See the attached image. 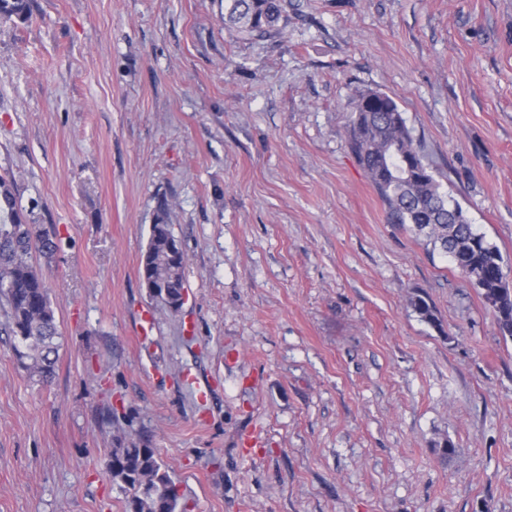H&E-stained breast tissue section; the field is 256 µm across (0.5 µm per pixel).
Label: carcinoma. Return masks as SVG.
I'll list each match as a JSON object with an SVG mask.
<instances>
[{
    "label": "carcinoma",
    "mask_w": 512,
    "mask_h": 512,
    "mask_svg": "<svg viewBox=\"0 0 512 512\" xmlns=\"http://www.w3.org/2000/svg\"><path fill=\"white\" fill-rule=\"evenodd\" d=\"M29 9V0H0V20L26 19ZM224 24L249 38L273 39L288 25V0H224ZM350 112L348 144L384 201L388 223L410 225L493 304L500 290L509 287L503 256L442 191L396 100L366 90L353 99ZM57 246L56 232L27 222L17 208L14 181L0 175V305L7 309L18 364L43 382L55 373L58 329L49 289L31 257L35 249L51 256ZM142 263L149 296L179 312L186 257L176 248L167 222L160 219L152 225ZM411 305L423 320L437 325L424 298L415 297ZM495 316L501 334L512 337V307L495 310ZM106 466L124 494L125 512H186L187 499L179 495L175 478L146 440L119 441L109 451Z\"/></svg>",
    "instance_id": "carcinoma-1"
}]
</instances>
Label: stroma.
I'll return each instance as SVG.
<instances>
[{"instance_id": "1", "label": "stroma", "mask_w": 512, "mask_h": 512, "mask_svg": "<svg viewBox=\"0 0 512 512\" xmlns=\"http://www.w3.org/2000/svg\"><path fill=\"white\" fill-rule=\"evenodd\" d=\"M31 9L0 21V174L58 233L32 262L60 336L46 383L0 336V512H124L130 436L192 512H512V338L346 135L392 96L512 267V0H288L265 41L224 0ZM162 209L176 314L140 277Z\"/></svg>"}]
</instances>
